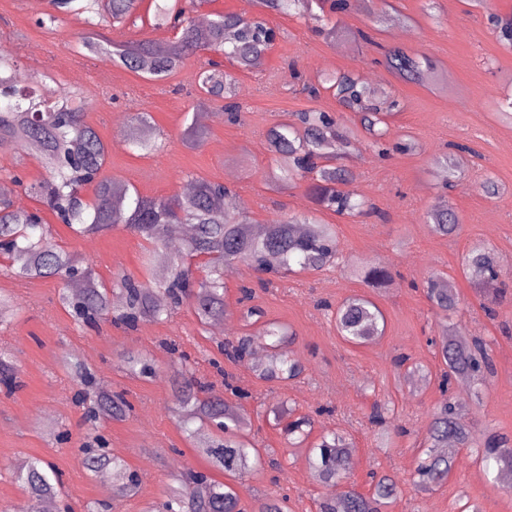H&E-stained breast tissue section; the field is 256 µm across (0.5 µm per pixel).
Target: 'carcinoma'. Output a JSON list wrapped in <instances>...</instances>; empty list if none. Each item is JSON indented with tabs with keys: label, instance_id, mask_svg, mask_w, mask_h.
Segmentation results:
<instances>
[{
	"label": "carcinoma",
	"instance_id": "carcinoma-1",
	"mask_svg": "<svg viewBox=\"0 0 512 512\" xmlns=\"http://www.w3.org/2000/svg\"><path fill=\"white\" fill-rule=\"evenodd\" d=\"M53 12L36 20L40 28L50 30L57 15L84 16L86 28L80 33L78 48L104 54L112 62L154 81H164L191 56L207 51L224 54L234 71L224 73L202 70L198 73L200 103L228 98L236 81L235 72L249 71L269 50L271 28L263 13H296L321 20L316 10H324L325 0H256L260 15L247 19L236 14H219L206 25L195 24L189 9L197 0H152L153 27H169L174 37L158 43L151 39H134L114 43L99 25L136 23L142 0H50ZM386 67L405 81L416 82L435 71L434 62L416 57L401 49L385 55ZM16 62L0 49V154L11 153L16 146L26 147L28 155L45 170V177L24 187L25 192L78 235L102 233L122 226L147 241L150 249L146 263L167 251L182 225L190 224L193 234L182 247L167 258V275L161 279L147 272L142 280L124 277L120 281L123 303L112 304V290L99 282L90 266L82 265L74 255L57 246L49 248L45 240L51 235L40 210L18 209L10 198L0 195V254L8 262V271L20 278H79V291L59 296L63 307L72 310L76 321L93 325L112 317L130 328L146 321H163L187 303L194 307L201 324L232 315L224 303V271L244 263L258 273L284 278L297 265L302 270L321 271L339 260L336 225L324 223L317 211L285 214L261 225L254 236L242 233L247 216L225 207L231 191L222 183L203 178L193 179L194 190L187 195L169 198H145L124 181L104 174L107 146L97 131L85 120V104L79 93H60L42 77L31 86H20L14 79ZM327 87L342 106L356 112L361 130L375 147L382 150L391 134L388 118L394 102L371 101L366 88L354 73L342 72L328 78ZM128 138L132 152L149 155L160 148L161 134L152 117L139 112ZM358 130L341 131L335 118L326 112H298L269 129L267 138L275 171L270 181L283 188L316 173L308 186L315 204L340 216L353 217L362 211L364 201L347 189L353 175L333 161L340 156L327 146L357 136ZM206 131L192 122L182 133V141L199 147ZM94 186L93 195L84 194ZM430 231L440 237L455 234L460 223L448 201L439 200L426 213ZM189 256H206L207 274L194 277ZM465 266L474 288L490 291L498 281V259L494 252L473 247ZM364 279L373 285L390 280L382 266L361 269ZM428 300L436 313L444 317L458 308L459 298L447 277L434 275L426 285ZM336 331L352 344H367L383 335L385 320L380 308L364 295L342 301L334 316ZM288 330L277 322L265 323L259 336H244L224 342V356L252 370L266 382L295 380L304 373L299 356L285 349ZM443 371L439 386L448 389L457 380L475 379L492 369L487 344L480 339L469 343L450 336L440 346ZM178 426L189 430L199 420L211 432L200 443L201 452L212 466L229 477H241L264 464L278 466V459L263 456L261 449L244 439L246 419L239 408L230 405L220 394L199 381L195 364L183 360L177 369ZM0 384L10 389L16 384V370L6 353L0 352ZM130 404L121 394L99 391L91 417L113 420L124 418ZM277 424L291 444H300L308 436L311 419L302 416L288 419L284 407L274 409ZM428 446L414 470L418 485L429 490L444 482L456 462L453 445L466 448L475 444L485 471H512V441L495 434L478 440L456 403L444 400L431 416L427 428ZM353 445L337 432L324 434L310 449L309 465L324 484L340 485L349 479V457ZM87 469L97 472L110 468L121 479L118 495H127L136 486L126 465L109 455L105 448L90 442L83 444ZM18 481L29 489L32 512H39L43 498L59 495V477L47 472L43 461L30 457L15 468ZM179 487L159 504L158 512H244L240 498L230 483L218 482L207 475L186 470L179 475ZM398 494L394 478L382 475L374 480L370 494L350 486L336 498L319 502L318 512H382ZM250 512H291L289 498L259 501Z\"/></svg>",
	"mask_w": 512,
	"mask_h": 512
}]
</instances>
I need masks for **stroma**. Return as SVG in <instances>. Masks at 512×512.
I'll use <instances>...</instances> for the list:
<instances>
[{
	"mask_svg": "<svg viewBox=\"0 0 512 512\" xmlns=\"http://www.w3.org/2000/svg\"><path fill=\"white\" fill-rule=\"evenodd\" d=\"M49 9V0H0V48L12 53L27 80L48 71L59 90L82 91L86 119L108 146L105 174L150 198L182 193L192 178L203 177L233 188L254 224L311 211L305 184L270 189L268 130L286 116L311 110L333 113L342 126H352L354 113L329 94L315 98L306 90L332 72L374 76L375 93L397 100L398 107L387 154H379L363 133L345 149L344 163L354 175L350 188L374 206V213L356 219L320 214L337 227V267L270 284L243 264L224 274L229 309H237L241 286H249L263 321L278 322L293 333L291 348L305 367L300 380L267 383L222 359L221 337L200 324L191 306L133 330L107 320L81 326L58 301L65 280L19 279L0 269V294L14 302L13 312L0 323V350L14 361L19 377L16 389L0 385V512L29 503L12 467L31 457L58 471L63 493L55 504L71 512H85L96 503L111 506L112 512H146L168 496L180 470L223 480V473L199 453L198 439L177 426L173 369L182 351L198 361L216 391H223L228 375L250 391L241 402L249 420L246 436L256 447L274 450L281 462L280 468L236 478L244 506L258 497L286 494L292 512H318L330 488L313 477L307 447L339 430L353 442L350 480L360 492L370 491V473L396 479L399 492L385 512H512V495L504 493L501 480L485 474L468 448L459 449L455 469L434 491H421L413 483L426 425L443 400L436 380L443 325L490 346L493 370L480 385L469 387L463 401L473 433L512 438V124L498 114L500 102L512 100V47L500 41L492 23L493 17L512 16V0L481 5L474 0H352L347 10L325 20V27L335 31L330 38L304 16L268 15L278 32L275 44L260 66L236 75L233 100L242 108L240 122L229 121L223 101L208 102L219 118L207 125V138L195 149L185 147L181 135L186 113L198 109L200 58L187 60L166 81L154 82L77 51V36L85 27L78 17L66 16L49 31L37 27L36 19ZM399 45L432 58L435 74L415 84L389 72L384 53ZM138 112L150 113L165 134L161 152L134 155L122 146ZM455 145L463 148L461 175L446 191L439 161ZM488 178L497 186L491 198L483 188ZM443 192L461 224L453 238L432 235L425 222ZM43 217L53 226L51 245L83 258L108 287H116L124 275L143 278L147 244L138 235L118 228L77 237L51 212ZM477 244L498 256L506 283L502 293L477 294L465 277V256ZM361 264L386 267L391 284L368 288L353 272ZM439 273L449 276L460 297L457 311L445 320L436 315L425 290L426 280ZM353 294L370 298L385 317L383 336L367 345L343 340L320 307ZM129 352L149 361L151 377L134 378L124 371L121 357ZM402 354L431 372L429 383L399 380L395 359ZM66 358L91 373L90 384H80L65 370ZM103 385L123 394L132 409L123 420L103 419L92 426L85 411ZM278 401L296 414L312 415L305 444L285 442L269 411ZM377 401L392 409L383 432L368 421ZM92 433L103 436L114 457L137 472L136 494L121 500L104 495L98 476L79 463L80 446Z\"/></svg>",
	"mask_w": 512,
	"mask_h": 512,
	"instance_id": "35a3bbf8",
	"label": "stroma"
}]
</instances>
